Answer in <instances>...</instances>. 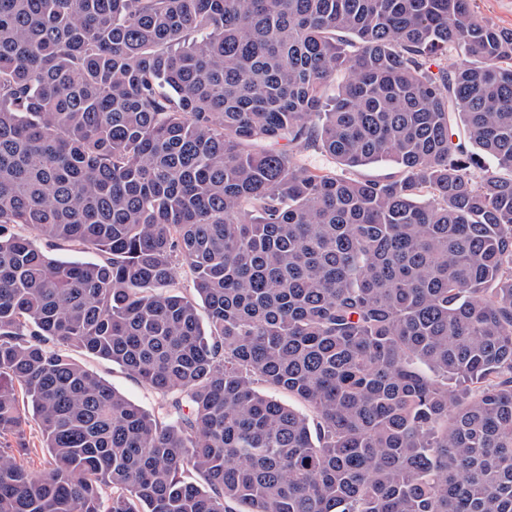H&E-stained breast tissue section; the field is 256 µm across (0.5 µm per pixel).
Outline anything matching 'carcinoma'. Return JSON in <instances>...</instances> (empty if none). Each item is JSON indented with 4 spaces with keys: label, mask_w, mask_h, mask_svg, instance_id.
<instances>
[{
    "label": "carcinoma",
    "mask_w": 512,
    "mask_h": 512,
    "mask_svg": "<svg viewBox=\"0 0 512 512\" xmlns=\"http://www.w3.org/2000/svg\"><path fill=\"white\" fill-rule=\"evenodd\" d=\"M473 2L0 0V441L51 457L0 446V512H512V30ZM72 356L135 403L152 413L160 412L159 407L163 397L124 368L106 360L75 352L72 353ZM23 440L28 448H38L37 455H31L29 461L31 466L37 472H43L50 467V456L41 448V435L38 427L34 423L28 424L23 433Z\"/></svg>",
    "instance_id": "obj_1"
}]
</instances>
